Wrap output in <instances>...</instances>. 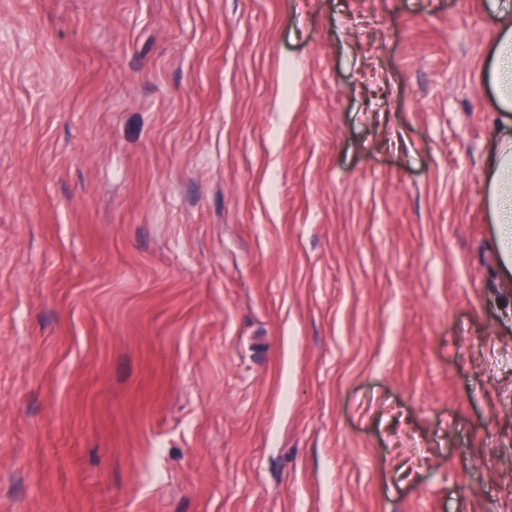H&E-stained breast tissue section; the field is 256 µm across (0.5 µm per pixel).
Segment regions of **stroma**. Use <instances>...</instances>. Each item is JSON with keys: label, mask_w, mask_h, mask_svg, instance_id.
<instances>
[{"label": "stroma", "mask_w": 512, "mask_h": 512, "mask_svg": "<svg viewBox=\"0 0 512 512\" xmlns=\"http://www.w3.org/2000/svg\"><path fill=\"white\" fill-rule=\"evenodd\" d=\"M495 0H0V512H512Z\"/></svg>", "instance_id": "obj_1"}]
</instances>
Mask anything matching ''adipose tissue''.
Here are the masks:
<instances>
[{
  "label": "adipose tissue",
  "mask_w": 512,
  "mask_h": 512,
  "mask_svg": "<svg viewBox=\"0 0 512 512\" xmlns=\"http://www.w3.org/2000/svg\"><path fill=\"white\" fill-rule=\"evenodd\" d=\"M496 33L487 48L485 72L500 126L495 150L486 159L487 206L498 238L497 274L512 280V0H500Z\"/></svg>",
  "instance_id": "1"
}]
</instances>
